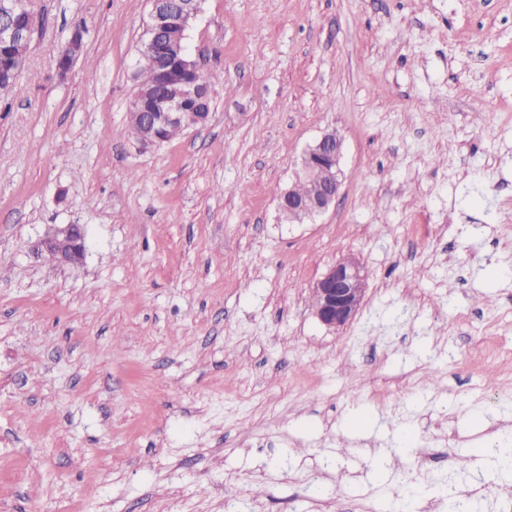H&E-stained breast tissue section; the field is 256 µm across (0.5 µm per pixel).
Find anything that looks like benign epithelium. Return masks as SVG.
I'll list each match as a JSON object with an SVG mask.
<instances>
[{"mask_svg": "<svg viewBox=\"0 0 512 512\" xmlns=\"http://www.w3.org/2000/svg\"><path fill=\"white\" fill-rule=\"evenodd\" d=\"M150 4L144 47L160 51L164 57L174 59V64L166 69L167 82L163 92L155 96L154 111L141 113L145 135L140 146L144 148L162 144V140L154 133L155 127L184 122L182 104L187 99L197 97L205 77L200 62L191 55L187 46H177L160 39L161 31L171 26L183 32L188 31L199 12V0H180L181 8L175 12L171 10L170 0H150ZM13 12L24 17L18 29L6 23L8 15ZM40 25L41 18L32 10L29 0H0L1 44L14 41L29 43ZM82 35V29L73 28L65 48L57 58V72L62 78L73 65V55ZM342 147V138L332 131L304 151L296 179L314 180L318 187L306 196L295 194L292 186L279 194L278 209L288 210L291 222L300 224L307 218L319 215L339 199L342 187ZM38 250L59 265L80 264L86 251L85 225L64 224L56 228L40 240ZM366 282V270L356 258L348 256L336 261L310 288L311 308L315 317L330 330L336 331L349 324L362 306Z\"/></svg>", "mask_w": 512, "mask_h": 512, "instance_id": "obj_1", "label": "benign epithelium"}]
</instances>
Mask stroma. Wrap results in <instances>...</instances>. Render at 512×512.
<instances>
[{"label": "stroma", "mask_w": 512, "mask_h": 512, "mask_svg": "<svg viewBox=\"0 0 512 512\" xmlns=\"http://www.w3.org/2000/svg\"><path fill=\"white\" fill-rule=\"evenodd\" d=\"M32 4L0 112V512H512V0H201L224 83L148 149L149 0ZM332 130L336 205L281 223ZM59 224L81 264L33 255ZM345 255L367 292L331 331L309 288ZM81 25H76V27H80ZM74 27L70 38L63 49V51L59 54L57 58V72L60 76H66L70 71L73 65V55L76 50L77 43L80 41V38L83 35L82 28ZM82 27V26H81ZM137 76L138 82L144 89L152 88L157 80L156 58L143 49H140Z\"/></svg>", "instance_id": "obj_1"}]
</instances>
